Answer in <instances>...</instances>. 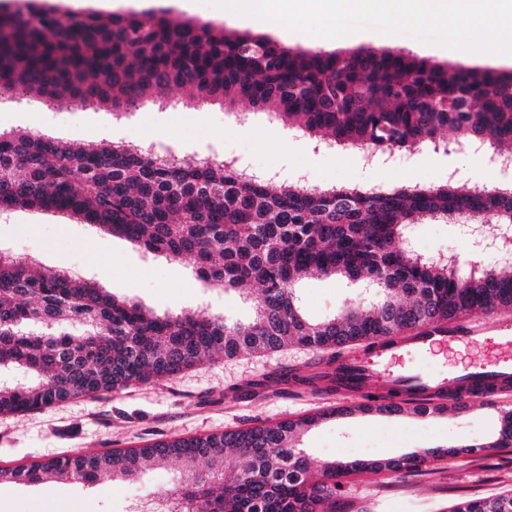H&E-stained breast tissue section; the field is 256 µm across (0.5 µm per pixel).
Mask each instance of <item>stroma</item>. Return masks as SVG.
Returning <instances> with one entry per match:
<instances>
[{"label":"stroma","mask_w":512,"mask_h":512,"mask_svg":"<svg viewBox=\"0 0 512 512\" xmlns=\"http://www.w3.org/2000/svg\"><path fill=\"white\" fill-rule=\"evenodd\" d=\"M117 16H166L211 24L237 33L268 36L284 46L307 51L401 49L449 65L512 75V55L489 59L481 53L448 50L408 36L371 30L326 39L295 33L272 23L253 24L208 0H130L113 10ZM165 105L145 103L133 112L104 107L46 106L24 98L0 101V132L32 133L97 144L103 141L155 145L177 156L231 161L237 167L267 175L272 186L298 183L310 188L359 186L389 189L402 185L436 187L447 183L468 189L512 185V172L493 171L473 152L465 136L447 129L441 139L448 152L432 146L415 148L404 161L367 165L360 148L321 147L280 120L254 111L249 103L234 109L202 104L187 86H172ZM414 251L424 257L454 259L462 270L471 263L492 267L504 251L502 239L487 236L470 250L460 227L437 219L415 225ZM0 253L37 266L66 271L98 283L119 299L156 313L197 311L229 320L253 314L257 288H207L193 265L150 253L125 238L63 213L36 209L0 210ZM299 303L314 321L337 315L356 301H368L367 280L310 277L300 282ZM322 351L291 345L266 355L227 358L217 354L171 379H150L95 397L73 398L41 410L0 414V469L15 470L61 455H96L113 449L138 448L173 437L207 435L298 419L336 407L332 396L270 383L249 392L247 383L299 367L322 365ZM512 410V398L471 401L441 411L398 414L351 409L308 428L296 441L313 472L332 461L398 458L431 449L484 445L479 455L429 459L402 478L380 472L348 477L342 500L347 512H448L464 499L512 492V446L494 447L501 412ZM181 466L169 462L146 472L140 482L88 485L50 481L39 485H0V512H132L146 494L170 490Z\"/></svg>","instance_id":"obj_1"}]
</instances>
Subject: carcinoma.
<instances>
[{"mask_svg": "<svg viewBox=\"0 0 512 512\" xmlns=\"http://www.w3.org/2000/svg\"><path fill=\"white\" fill-rule=\"evenodd\" d=\"M190 85L202 100L251 103L319 142L407 150L451 128L512 154V80L447 68L411 54L400 61L358 53L336 59L288 48L263 35L228 33L165 16L104 17L28 6L0 15V95L58 105L118 108ZM430 101L451 108L430 112ZM481 108L475 122L466 109ZM140 248L192 261L198 279L259 294L247 323L184 311L157 314L107 293L97 283L8 259L0 261V370L33 377L0 383V414L97 396L151 378L170 379L208 360L273 352L290 344L325 350L382 338L472 310L512 307V266L465 276L446 260L399 246L427 219L466 220L491 213L512 222V190L401 186L277 189L224 162L159 161L136 144L76 145L25 131L0 143V209L56 210ZM308 276L369 279L376 302L347 306L321 321L305 318L295 290ZM319 371L293 368L254 380L293 382L316 391ZM344 413L324 410L297 421L179 437L132 450L68 456L16 471L0 484L135 479L165 461L184 473L153 498L154 512H340L343 479L363 471L407 472L438 449L398 459L330 462L320 479L290 444L305 427ZM512 444V410L495 441ZM234 478L224 481V471ZM450 512H512V493L462 502Z\"/></svg>", "mask_w": 512, "mask_h": 512, "instance_id": "carcinoma-1", "label": "carcinoma"}]
</instances>
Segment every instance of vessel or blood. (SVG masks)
<instances>
[{
    "label": "vessel or blood",
    "instance_id": "b4317fda",
    "mask_svg": "<svg viewBox=\"0 0 512 512\" xmlns=\"http://www.w3.org/2000/svg\"><path fill=\"white\" fill-rule=\"evenodd\" d=\"M443 358L441 376L413 366V359ZM336 394L361 397L375 376H383L393 404L432 409L438 402L494 398L512 391V322H435L379 342L372 351L352 354L330 366Z\"/></svg>",
    "mask_w": 512,
    "mask_h": 512
}]
</instances>
